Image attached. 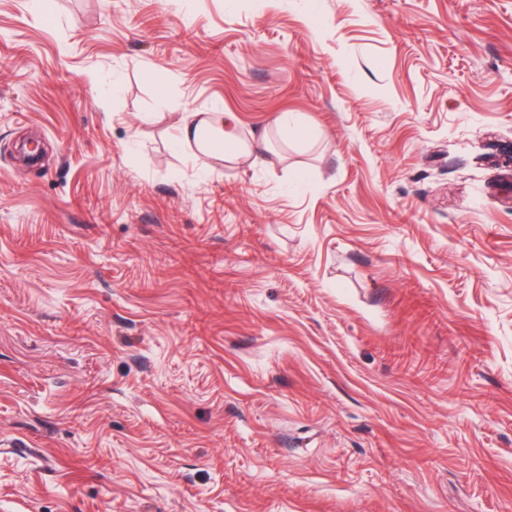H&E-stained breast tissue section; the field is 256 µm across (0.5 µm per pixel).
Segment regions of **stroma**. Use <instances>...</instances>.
Instances as JSON below:
<instances>
[{
  "mask_svg": "<svg viewBox=\"0 0 512 512\" xmlns=\"http://www.w3.org/2000/svg\"><path fill=\"white\" fill-rule=\"evenodd\" d=\"M511 153L512 0H0V512H512ZM206 128L209 142H213L212 150H220L224 154V158L239 159L249 155L252 151L251 144L239 145V141L230 132H224V115L215 112L210 120H202L196 124V113L185 112L179 123V137L176 144L191 142L202 135V129Z\"/></svg>",
  "mask_w": 512,
  "mask_h": 512,
  "instance_id": "1",
  "label": "stroma"
}]
</instances>
